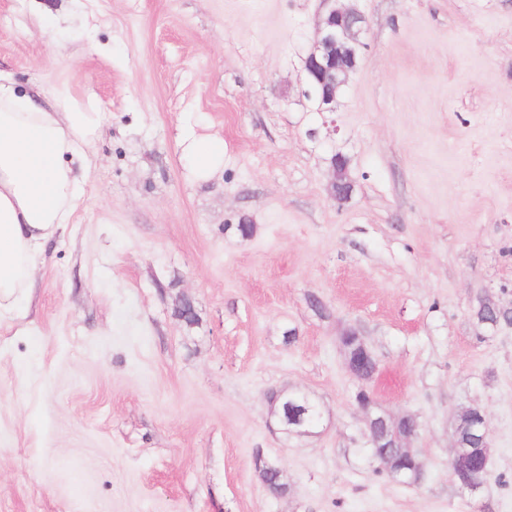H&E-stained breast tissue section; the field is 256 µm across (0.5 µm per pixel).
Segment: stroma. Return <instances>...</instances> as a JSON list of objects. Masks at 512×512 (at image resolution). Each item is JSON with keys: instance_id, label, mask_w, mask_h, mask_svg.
<instances>
[{"instance_id": "1", "label": "stroma", "mask_w": 512, "mask_h": 512, "mask_svg": "<svg viewBox=\"0 0 512 512\" xmlns=\"http://www.w3.org/2000/svg\"><path fill=\"white\" fill-rule=\"evenodd\" d=\"M355 6L366 47L320 112L319 0H0V71L102 113L86 207L0 325V512H512V328L471 318L512 302V0ZM186 129L224 146L207 180ZM352 326L374 399L420 423V485L368 454ZM273 390L317 403L318 434L271 426ZM468 405L492 447L474 494L448 474ZM473 319L475 326L479 330L488 331L493 329L489 322H497L499 326H507L508 322H512V316L499 315L493 312L488 306L485 305V300L480 302L479 306L474 310ZM352 335H355L358 337L361 343V350H350L349 348L341 345L340 350L345 358V366L347 369L348 374L355 380H357L362 385V391L367 392L364 388V385L369 382L377 369L376 364H374L373 369L368 372H363L360 368L359 363V355L360 353H363V355H368L369 350L367 348V343L364 338V336H360L358 332L355 330ZM361 351V352H360Z\"/></svg>"}]
</instances>
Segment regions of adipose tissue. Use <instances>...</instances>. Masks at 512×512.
<instances>
[{
	"instance_id": "ef3b65f1",
	"label": "adipose tissue",
	"mask_w": 512,
	"mask_h": 512,
	"mask_svg": "<svg viewBox=\"0 0 512 512\" xmlns=\"http://www.w3.org/2000/svg\"><path fill=\"white\" fill-rule=\"evenodd\" d=\"M39 103L0 73V322L24 319L21 303L34 288L48 243L63 236L84 203L101 114L92 100L52 84ZM197 177L224 160L214 139L182 142Z\"/></svg>"
}]
</instances>
